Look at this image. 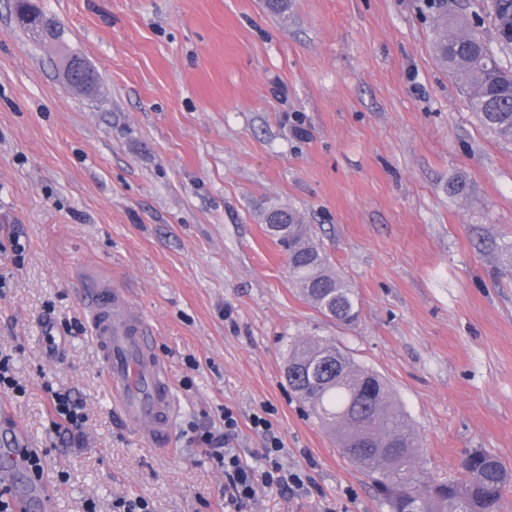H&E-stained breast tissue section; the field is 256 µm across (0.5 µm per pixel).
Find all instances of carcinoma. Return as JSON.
<instances>
[{"instance_id": "1", "label": "carcinoma", "mask_w": 512, "mask_h": 512, "mask_svg": "<svg viewBox=\"0 0 512 512\" xmlns=\"http://www.w3.org/2000/svg\"><path fill=\"white\" fill-rule=\"evenodd\" d=\"M434 21V53L461 85L471 111L499 140L512 143V70L498 52L512 48V0H494V25L499 49H494L471 25L463 26L443 13L442 0L428 4ZM34 36L61 39L62 31L48 19L22 24ZM274 236L286 251L292 282L313 306L339 324L357 315L355 291L329 266L298 213L277 204L260 213L262 223L273 218ZM317 360L324 365L315 382L292 380L295 393L333 432L340 453L368 470L389 512H405L418 503L422 512H501L512 489V470L495 456L476 451L460 463L461 478L427 486L418 478L419 443L402 411L393 403L380 376L360 366L336 344L302 342L287 363Z\"/></svg>"}]
</instances>
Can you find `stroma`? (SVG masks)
Wrapping results in <instances>:
<instances>
[{"instance_id":"1","label":"stroma","mask_w":512,"mask_h":512,"mask_svg":"<svg viewBox=\"0 0 512 512\" xmlns=\"http://www.w3.org/2000/svg\"><path fill=\"white\" fill-rule=\"evenodd\" d=\"M64 31H23L0 0V351L28 388L0 395L41 458L49 512H224V472L193 426L221 425L260 468L268 412L303 488L242 512H388L290 390L296 343L332 340L388 383L423 450L421 479L473 450L512 469V144L477 121L437 62L426 0H31ZM96 81L64 79L69 57ZM308 225L358 297L348 325L292 284L258 212ZM124 290L168 363L169 446L117 408L80 300ZM82 402L84 435L51 436L44 384Z\"/></svg>"}]
</instances>
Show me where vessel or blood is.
I'll list each match as a JSON object with an SVG mask.
<instances>
[{
	"instance_id": "obj_1",
	"label": "vessel or blood",
	"mask_w": 512,
	"mask_h": 512,
	"mask_svg": "<svg viewBox=\"0 0 512 512\" xmlns=\"http://www.w3.org/2000/svg\"><path fill=\"white\" fill-rule=\"evenodd\" d=\"M82 299L122 414L155 444L169 445L175 412L170 371L155 351L148 324L132 309L127 296L107 281L89 279ZM26 448L21 429L10 425L0 429V480L22 487L19 512H46L44 487L21 460Z\"/></svg>"
}]
</instances>
